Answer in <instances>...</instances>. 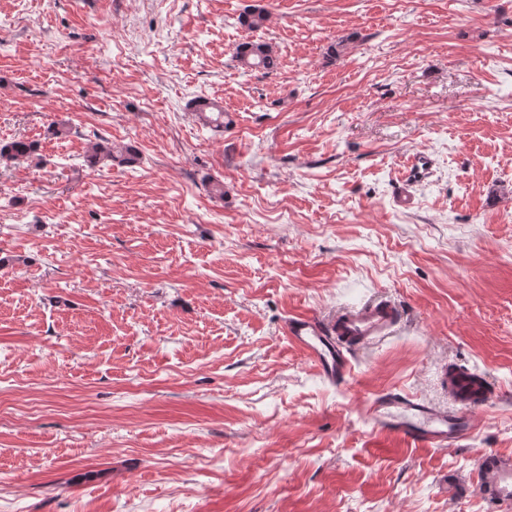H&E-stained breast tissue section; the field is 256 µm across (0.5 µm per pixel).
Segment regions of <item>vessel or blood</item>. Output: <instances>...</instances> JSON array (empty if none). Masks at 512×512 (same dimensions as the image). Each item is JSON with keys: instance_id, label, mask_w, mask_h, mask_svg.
I'll list each match as a JSON object with an SVG mask.
<instances>
[{"instance_id": "b4317fda", "label": "vessel or blood", "mask_w": 512, "mask_h": 512, "mask_svg": "<svg viewBox=\"0 0 512 512\" xmlns=\"http://www.w3.org/2000/svg\"><path fill=\"white\" fill-rule=\"evenodd\" d=\"M430 160L419 153L402 172L397 204L412 208L415 198L412 183L424 179ZM399 320L396 308L384 302H370L345 310L330 321L312 315L289 318L287 333L291 342L305 352L319 374L333 384L344 383L352 372L351 349L370 345L389 336ZM457 404L456 410L438 406L408 393L387 392L377 396L367 414L381 433L430 448L456 445L478 427L480 420L469 413V406L488 400L489 394L473 373L449 371L444 379Z\"/></svg>"}]
</instances>
